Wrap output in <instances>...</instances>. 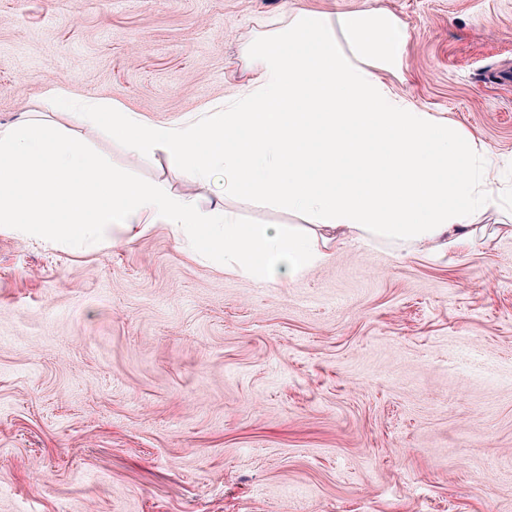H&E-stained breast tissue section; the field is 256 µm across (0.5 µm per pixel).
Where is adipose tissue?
Wrapping results in <instances>:
<instances>
[{
    "label": "adipose tissue",
    "instance_id": "obj_1",
    "mask_svg": "<svg viewBox=\"0 0 512 512\" xmlns=\"http://www.w3.org/2000/svg\"><path fill=\"white\" fill-rule=\"evenodd\" d=\"M310 50H301L303 41ZM406 32L390 14L301 11L244 43L234 99L174 125L113 107L126 150L162 152L199 183L224 172L225 198L283 209L292 224H245L158 182L115 173L54 127H0V231L51 246L166 225L198 255L264 285L318 266L329 248L471 245L479 217L505 209L480 137L383 83Z\"/></svg>",
    "mask_w": 512,
    "mask_h": 512
}]
</instances>
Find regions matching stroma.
Wrapping results in <instances>:
<instances>
[{
    "mask_svg": "<svg viewBox=\"0 0 512 512\" xmlns=\"http://www.w3.org/2000/svg\"><path fill=\"white\" fill-rule=\"evenodd\" d=\"M300 9L391 12L408 44L384 83L480 137L512 188V0H0V126L26 112L213 197L223 174L200 185L43 96L198 119ZM483 222L462 251L344 245L272 285L162 226L84 251L0 232V512H512V216Z\"/></svg>",
    "mask_w": 512,
    "mask_h": 512,
    "instance_id": "stroma-1",
    "label": "stroma"
}]
</instances>
